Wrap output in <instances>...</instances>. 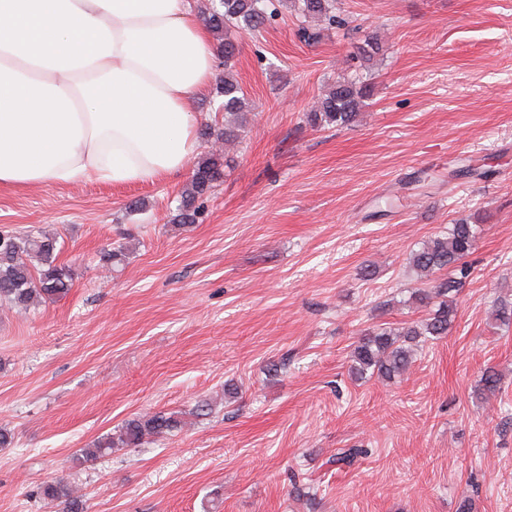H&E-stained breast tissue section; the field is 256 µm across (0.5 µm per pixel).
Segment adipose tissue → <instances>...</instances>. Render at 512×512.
<instances>
[{
	"instance_id": "1",
	"label": "adipose tissue",
	"mask_w": 512,
	"mask_h": 512,
	"mask_svg": "<svg viewBox=\"0 0 512 512\" xmlns=\"http://www.w3.org/2000/svg\"><path fill=\"white\" fill-rule=\"evenodd\" d=\"M213 56L187 0H0V186L181 171Z\"/></svg>"
}]
</instances>
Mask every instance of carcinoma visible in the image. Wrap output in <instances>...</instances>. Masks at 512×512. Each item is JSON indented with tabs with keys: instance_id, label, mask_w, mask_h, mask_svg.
<instances>
[{
	"instance_id": "obj_1",
	"label": "carcinoma",
	"mask_w": 512,
	"mask_h": 512,
	"mask_svg": "<svg viewBox=\"0 0 512 512\" xmlns=\"http://www.w3.org/2000/svg\"><path fill=\"white\" fill-rule=\"evenodd\" d=\"M271 0H213L206 22L215 32L224 35L217 50L224 55V80L219 87L223 100L224 128L208 125L200 130L204 140L215 138L230 147L242 139L252 111L242 87L232 73L235 55L233 35L262 28L272 13ZM293 7L304 17L330 25L341 24L336 15L335 0H294ZM367 97V87L353 80L329 88L316 110L305 114L312 127H348L358 117ZM228 153L209 152L194 166L191 182L182 192L177 222H195L204 198L224 178ZM477 228L464 221L451 225L448 233L426 242L410 257L411 268L429 283L415 293V300L429 306L438 298L437 308L428 316L407 327H378L361 333L351 350V372L358 379L392 381L404 375L413 362L419 342L437 340L448 335L455 318L454 296L466 284L470 272L464 259L472 252ZM58 238L37 230L23 236L0 233V301L14 307L52 301L68 294L72 285L70 267L57 263ZM501 389V378L490 368L482 371L480 391L493 396ZM182 425L177 415L166 412L141 414L126 421L118 431L83 449V458L93 462L112 453L114 448L138 447L145 441L171 433ZM40 494L55 512H86V501L77 490L63 480L42 486Z\"/></svg>"
}]
</instances>
